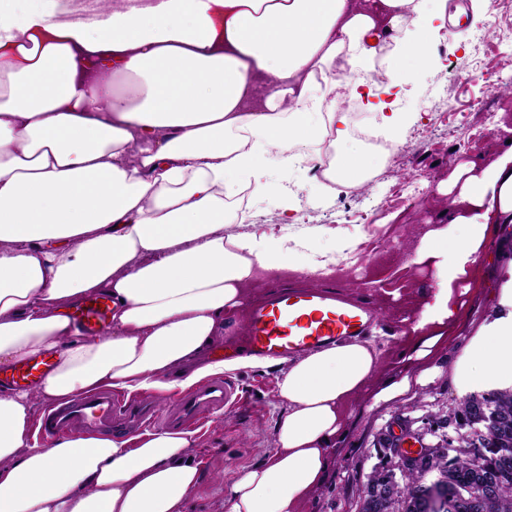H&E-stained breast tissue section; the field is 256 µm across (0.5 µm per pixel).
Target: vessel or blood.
I'll return each instance as SVG.
<instances>
[{"label":"vessel or blood","instance_id":"vessel-or-blood-1","mask_svg":"<svg viewBox=\"0 0 512 512\" xmlns=\"http://www.w3.org/2000/svg\"><path fill=\"white\" fill-rule=\"evenodd\" d=\"M110 297L98 294L76 304L72 317L87 336L101 335L108 322ZM374 310L318 289L274 291L253 307L241 331L239 352L246 357L288 359L317 347L353 341L370 333ZM53 368L51 359L33 358L0 375V385L36 389ZM242 401L238 385L221 375L165 407L149 394L124 397L109 389L79 394L50 406L35 430L44 444L74 433L109 435L162 427L170 431L200 428L213 413Z\"/></svg>","mask_w":512,"mask_h":512}]
</instances>
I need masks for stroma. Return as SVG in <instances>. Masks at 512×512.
I'll use <instances>...</instances> for the list:
<instances>
[{
  "label": "stroma",
  "mask_w": 512,
  "mask_h": 512,
  "mask_svg": "<svg viewBox=\"0 0 512 512\" xmlns=\"http://www.w3.org/2000/svg\"><path fill=\"white\" fill-rule=\"evenodd\" d=\"M471 10L470 0H447L446 26L453 43L435 39L426 67L413 80L393 88L391 111L410 113L401 140L416 144L409 163L388 168L384 156L370 154L371 169L380 179L364 195L324 199L309 170L272 166L260 193L250 198L248 213L230 225L233 233L280 234L283 227L276 191L290 185L298 227L318 230L315 245L329 252L345 239L353 249L327 279L301 276L285 288L330 290L375 310L372 328L380 364L371 384L350 404L345 433L330 453L324 481L302 504L300 512H358L368 474L383 457L385 435L395 418L412 428L433 427L436 417L452 413L460 397L452 379L454 362L482 327L506 315L498 303L501 288L512 280V224L501 225L471 268L469 290L461 295L458 313L445 324L425 329L417 322L424 305L437 291L433 268L416 264L418 248L430 233L448 222L445 188L454 169L448 160L452 143L470 142L463 160H494L512 138V94L488 87L483 74L496 72L512 82V44L482 38V27H495L491 12L481 25L457 24L456 9ZM468 70L472 79L454 85L449 61ZM418 179L424 195L419 203H393L390 190ZM276 369L260 365L234 371L247 398L243 405L213 416L196 432V453L203 480L191 496L187 512H224L227 490L237 475L261 460L275 446L274 429L282 405L277 395ZM420 379L409 393L382 399V391L402 377Z\"/></svg>",
  "instance_id": "stroma-1"
}]
</instances>
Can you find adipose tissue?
Returning a JSON list of instances; mask_svg holds the SVG:
<instances>
[{"label": "adipose tissue", "mask_w": 512, "mask_h": 512, "mask_svg": "<svg viewBox=\"0 0 512 512\" xmlns=\"http://www.w3.org/2000/svg\"><path fill=\"white\" fill-rule=\"evenodd\" d=\"M0 0V365L53 353L34 392L0 387V512H186L203 470L190 432L30 439L36 403L103 387L188 389L248 366L203 356L259 275H331L310 237L225 232L233 188H261L291 146L339 138L326 97H374L355 73L385 65L387 88L424 64L431 0H114L106 18L64 21L57 0L24 15ZM414 30H407L408 21ZM448 224L422 243L438 290L419 326L456 312L455 290L494 225L512 223V146L458 165ZM112 299L105 335L65 314ZM507 316L457 359L460 396L512 388ZM378 349L352 341L288 359L276 446L232 482L226 512H299L321 485L348 407Z\"/></svg>", "instance_id": "obj_1"}]
</instances>
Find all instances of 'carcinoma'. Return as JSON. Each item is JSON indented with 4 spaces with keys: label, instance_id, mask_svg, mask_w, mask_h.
I'll return each instance as SVG.
<instances>
[{
    "label": "carcinoma",
    "instance_id": "1",
    "mask_svg": "<svg viewBox=\"0 0 512 512\" xmlns=\"http://www.w3.org/2000/svg\"><path fill=\"white\" fill-rule=\"evenodd\" d=\"M485 413L495 439L512 442V389L464 398L454 419L462 429L473 420H481ZM484 452L480 462L466 455L457 457L451 469L445 456L436 450L431 457L397 474L387 468L375 469L367 477L359 512H426L424 504L418 501L417 491L424 485L425 476L437 469L447 472L446 487L455 497L476 494L487 478H493L497 483L494 497L474 512H512V455H504L500 448H486Z\"/></svg>",
    "mask_w": 512,
    "mask_h": 512
}]
</instances>
